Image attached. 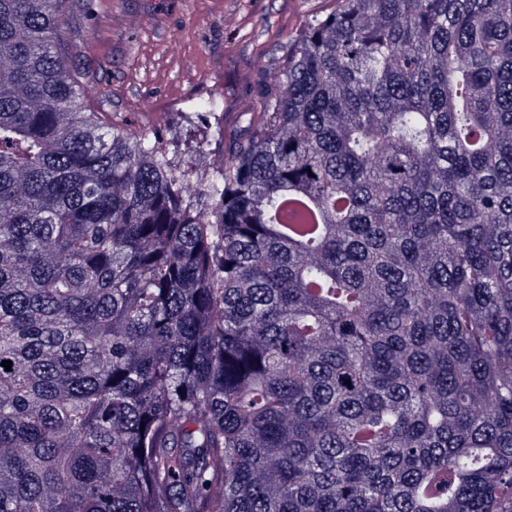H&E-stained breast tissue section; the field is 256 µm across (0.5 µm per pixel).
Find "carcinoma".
<instances>
[{
    "label": "carcinoma",
    "instance_id": "cac0c4a2",
    "mask_svg": "<svg viewBox=\"0 0 512 512\" xmlns=\"http://www.w3.org/2000/svg\"><path fill=\"white\" fill-rule=\"evenodd\" d=\"M57 3L0 0V512H512V0H340L193 197Z\"/></svg>",
    "mask_w": 512,
    "mask_h": 512
}]
</instances>
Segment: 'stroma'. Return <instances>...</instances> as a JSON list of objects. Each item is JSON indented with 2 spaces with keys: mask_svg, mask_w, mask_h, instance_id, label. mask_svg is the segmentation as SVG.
Listing matches in <instances>:
<instances>
[{
  "mask_svg": "<svg viewBox=\"0 0 512 512\" xmlns=\"http://www.w3.org/2000/svg\"><path fill=\"white\" fill-rule=\"evenodd\" d=\"M337 0H60L63 50L91 88L90 111L136 130L157 124L181 168L200 169L188 151L204 130L225 142L249 113L266 111L307 23ZM224 101L222 119L187 120L196 98Z\"/></svg>",
  "mask_w": 512,
  "mask_h": 512,
  "instance_id": "stroma-1",
  "label": "stroma"
}]
</instances>
